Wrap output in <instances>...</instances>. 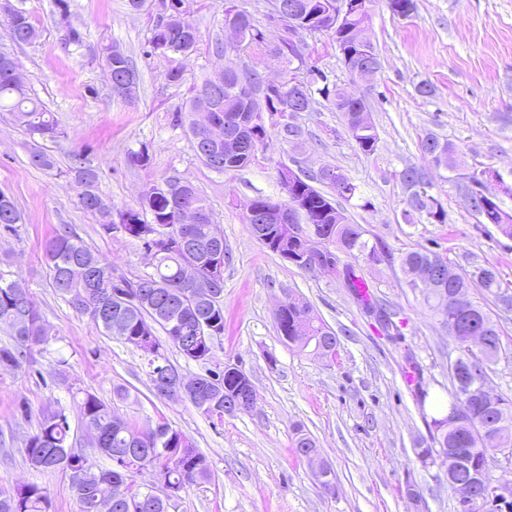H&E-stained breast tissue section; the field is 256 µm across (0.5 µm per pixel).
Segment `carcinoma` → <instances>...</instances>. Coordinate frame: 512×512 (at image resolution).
Listing matches in <instances>:
<instances>
[{"instance_id":"1","label":"carcinoma","mask_w":512,"mask_h":512,"mask_svg":"<svg viewBox=\"0 0 512 512\" xmlns=\"http://www.w3.org/2000/svg\"><path fill=\"white\" fill-rule=\"evenodd\" d=\"M177 0H159V13L152 30L149 44L153 52L160 46L170 44L178 50L177 57L188 58L195 52L199 41L198 27L193 22H182L177 18ZM283 8L293 14L295 24L293 32L297 35L319 30L332 33L345 69L352 75L376 53L373 44H361L356 41L351 29L361 24V5L352 3L343 26L333 23L336 0H279ZM58 8L57 24L65 30V44L76 49L84 45V33L71 25L67 0H56ZM390 11L402 17H408L417 9L416 0H387ZM12 29L13 40L28 43L35 39L36 29L24 10L6 19ZM239 25L248 46L256 45L267 50L268 54L280 59L284 69L296 67L305 70L302 78L307 82L311 101L316 105L326 102L329 109L339 112L346 121L347 132L356 148L364 155L375 153L378 136L369 117L365 96L348 91L336 83L321 81L324 71L316 67H306L302 53L289 55L285 52L288 38L275 45L266 43L265 34L256 25L252 14L242 16ZM107 69L127 73L121 87L112 89V93L125 101L132 102L138 95V76L130 58L118 47H112L105 55ZM208 81L192 87L188 106L173 114V122L186 128L188 134H194L196 121L194 116L202 103V94ZM292 93L288 90L273 89L268 95V111L280 112L288 105ZM247 98L236 90V79L224 81L223 105L221 112L225 119V132L234 134L237 130L236 118L250 111ZM0 110L11 112L32 136L54 140L62 134L57 121L36 99L31 97L21 81H17L0 66ZM269 134H264L259 142L247 152L224 148V142L215 145V153L222 156L223 167L241 170L248 167L256 157V152L266 145ZM421 151L429 156L437 166L448 167L454 163L456 146L447 139L429 134L421 140ZM326 169L336 172L332 180L325 181L320 175L297 176L291 181L280 180L287 200L301 207L299 233L294 234L284 224L263 225L264 234L260 235L255 225L248 224L249 230L260 243L283 259L298 265V258L304 251L308 229L317 235L314 240L318 259L331 266L337 265L338 254L352 257L367 256L370 260H381L376 248L368 247L364 239L366 230L360 224L348 221L344 212L336 206L331 196L322 190L326 186L336 191V196L350 200L357 192V185L335 166ZM72 179L79 187L78 201L81 208L99 218L101 226L111 233L117 225H123L135 233V238L144 240L158 233L172 234L179 229L176 215L179 209L190 205L199 211L201 219L192 225L191 237L199 242L210 239L215 227L211 212L205 200L195 187L179 178H170L160 184L145 188L140 195L138 206L112 213V210L99 208L101 196L97 192V174L94 169L85 166L82 155H75L70 168ZM401 180L410 189L408 197V219L418 214L438 224L445 223L447 214L438 202L429 195H422L417 186L428 181L426 173L415 166L401 172ZM472 208L485 224H493L504 235L512 238V216L500 206L498 197H475ZM21 223V214L12 200H0V227L16 230ZM46 257L51 271L55 290L62 294L68 304L78 313L88 316L91 321L107 333H112V323L104 322L82 309L71 300L88 288L86 281L70 278L65 288L58 287V280L68 277V272L81 265H101L98 256L77 235L65 231L54 236L46 248ZM198 256L181 250L177 246L161 244L152 273L131 281L122 276L109 274L106 286L102 288L107 307L117 305L126 318V334L119 339L128 341L133 337L144 338L156 346L157 359L167 361L164 355V343H169L188 361L202 362L210 358L213 345L198 342L205 335L204 327L213 330L212 339L224 334V299L209 300L185 287L184 267ZM400 267L413 289H423L424 303L434 310L441 326L448 324V310L443 304L444 291H458L469 295L475 288L493 296L506 311L512 310V281H504L493 267H480L468 275H456V270L448 258L439 253L421 247L407 251L400 257ZM9 291L6 282L0 281V330L9 332L12 343L0 346V370H14L27 360L33 347L48 343L46 336L50 330L41 317H36L30 326L17 321L15 308L17 302L8 301ZM457 321L463 334L453 336L457 349L479 360L478 370L484 374L487 368L512 353V345L503 341L498 323L477 301L468 300V307L457 315ZM277 329L280 335L291 344L302 348L313 347L320 358L336 356L337 338L333 329L327 326L315 313L313 307L300 299H288L281 314L277 316ZM163 332L160 338L157 332ZM473 336H492L495 350L486 352L481 347H473ZM235 372L209 371L196 376L212 389V408L203 411L208 417L224 418V402L238 394L240 383ZM448 399L456 398L459 405L456 413L448 415V405H443L438 415L431 418V443L419 449L418 457L426 464L440 455H452L457 465L470 475H480L485 482L492 481L491 474L485 472V458L491 448L483 439L482 433L492 423L499 421L502 430L495 438L496 448L512 449V397L496 394L492 399L481 397L464 398L457 391L456 380H451ZM81 422L89 430L99 433L97 450L112 461V468L99 469L83 449L75 447L71 437V426L62 409L47 410L42 413L38 432L24 441V454L29 465L38 471L61 470L69 475L81 477V482L72 484L79 512H99L97 505L112 497V480L124 478L127 483V497L123 505L111 507L109 512H169L173 507L168 501L147 496L145 486H133L128 475L114 470L116 466H132L140 461L144 469H152L161 478L185 477L186 486H191L209 478L211 471L204 455L197 451L192 440L182 431L161 424L162 440L159 444L138 443V429L115 415L111 406L96 394L84 392L77 401ZM50 502L45 488L37 483L24 484L13 492L0 494V512H49Z\"/></svg>"}]
</instances>
